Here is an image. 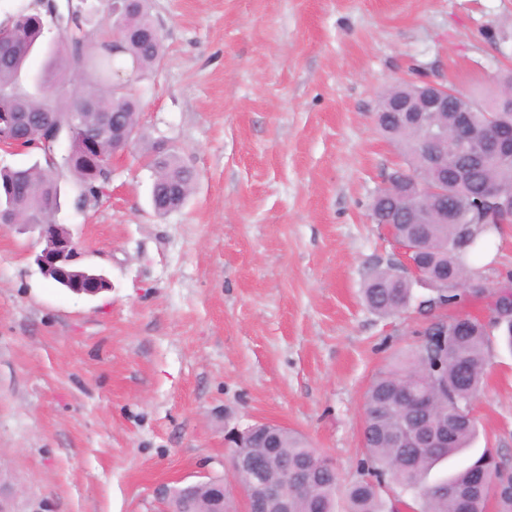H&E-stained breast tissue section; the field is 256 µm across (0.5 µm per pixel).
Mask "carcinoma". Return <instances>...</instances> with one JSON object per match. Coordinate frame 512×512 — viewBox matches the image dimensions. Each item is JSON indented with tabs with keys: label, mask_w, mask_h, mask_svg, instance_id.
Here are the masks:
<instances>
[{
	"label": "carcinoma",
	"mask_w": 512,
	"mask_h": 512,
	"mask_svg": "<svg viewBox=\"0 0 512 512\" xmlns=\"http://www.w3.org/2000/svg\"><path fill=\"white\" fill-rule=\"evenodd\" d=\"M44 0L33 11H22L4 26L0 41V112L23 118L17 135L32 151L45 132L54 127L78 140L93 130L104 117L122 121L132 137L139 133V101L118 81L117 71L124 56L132 77L138 78L154 68L163 58L162 35L150 13V0H105V24L97 31L91 26L86 0L71 3L60 15L51 42ZM48 47V59L30 77L22 81L33 54ZM81 75V90L71 94L67 85ZM506 84L489 101L481 103L484 111L475 118L511 123L512 112H501L502 95L512 85V70H504ZM404 84L388 90L375 113L376 126L395 146L409 175L425 181L429 174L423 164L424 151L419 146L421 133L401 126L395 113L384 111L389 101L399 98ZM112 141L101 145V159L90 164L82 152H74L63 161V168L77 187L75 204L85 208L97 202L112 179L110 161ZM149 165L154 170L151 202L163 215L181 208L187 201L194 181L193 171L172 148L161 142L151 147ZM466 160L448 159V182L454 192L453 211L448 223H439L438 215L429 224H401L399 211L388 200H381L371 210L374 224H391L395 237L417 248L412 257L426 272L425 283L431 295L423 300L414 293L416 280L406 278L390 264L376 269L364 283L363 299L380 317L399 315L412 306L436 308L457 306L470 299V290L461 287L474 271L473 261L501 234V224L486 217L497 209L505 220L512 219V164L485 162L465 168ZM57 164L35 161L29 166L0 165V218L25 213L36 223H56L60 207V185L54 177ZM493 183L498 196L493 205L484 200V189ZM458 316L448 318L447 328L432 334L419 349L397 357L370 380L366 394V415L362 429L364 457L358 465V477L340 482L331 461L311 458L310 443L298 432L285 430L278 453L288 461V468L308 463V480L294 491L290 512H337L339 500L345 512H392L382 495L386 482L410 494L414 512H512V468L501 458L485 450L459 467L452 461L472 449L478 436L475 418L464 409L476 400L484 387L491 358L490 327H495L503 344L512 352V314L493 310L489 319L470 316L457 324ZM430 395L436 412L425 423L428 429L448 433L446 448H408L397 444L404 425L405 410L412 402ZM490 468L496 483L476 488L470 483L474 465Z\"/></svg>",
	"instance_id": "carcinoma-1"
}]
</instances>
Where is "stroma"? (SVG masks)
I'll return each mask as SVG.
<instances>
[{
  "label": "stroma",
  "mask_w": 512,
  "mask_h": 512,
  "mask_svg": "<svg viewBox=\"0 0 512 512\" xmlns=\"http://www.w3.org/2000/svg\"><path fill=\"white\" fill-rule=\"evenodd\" d=\"M160 64L132 88L141 136L109 193L79 209L60 172L58 223L111 283L50 284L37 233L0 229V478L15 512H161L157 486L220 474L264 421L355 478L370 379L452 309L371 313L364 282L397 262L369 220L397 153L380 96L402 80L477 100L512 67V0H151ZM195 175L184 207L151 206L147 152ZM512 270V235L480 257ZM474 454L512 466V352L495 349ZM229 512H242L233 489ZM77 276L73 277V281L70 283L69 288L71 292L75 294H83L86 296H96L104 288H110V283L106 279L105 287L101 288V278L97 275L87 274L83 272H76Z\"/></svg>",
  "instance_id": "35a3bbf8"
}]
</instances>
